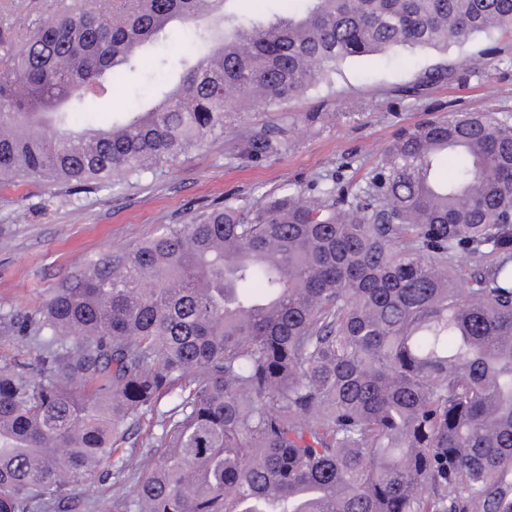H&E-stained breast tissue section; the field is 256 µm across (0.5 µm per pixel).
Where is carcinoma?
<instances>
[{
    "label": "carcinoma",
    "instance_id": "carcinoma-1",
    "mask_svg": "<svg viewBox=\"0 0 512 512\" xmlns=\"http://www.w3.org/2000/svg\"><path fill=\"white\" fill-rule=\"evenodd\" d=\"M226 2L61 6L1 28L0 173L154 178L350 58L480 33L496 58L512 38V0ZM201 15L215 46L157 105L72 128L142 45ZM287 134L254 127L233 149L259 164ZM12 327L39 354L0 374V512H63L113 473L135 490L108 512H512V122L443 115L401 129L357 190L325 178L164 224ZM129 418L161 427L146 464L122 448Z\"/></svg>",
    "mask_w": 512,
    "mask_h": 512
}]
</instances>
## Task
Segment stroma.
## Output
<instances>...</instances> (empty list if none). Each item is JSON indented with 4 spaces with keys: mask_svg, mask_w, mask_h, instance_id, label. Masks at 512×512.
Listing matches in <instances>:
<instances>
[{
    "mask_svg": "<svg viewBox=\"0 0 512 512\" xmlns=\"http://www.w3.org/2000/svg\"><path fill=\"white\" fill-rule=\"evenodd\" d=\"M90 8L91 0H0V25L33 28L59 5ZM196 28L172 23L149 48L140 67L115 73L112 87L91 110L104 128L112 115L152 98L180 68L179 57L198 47ZM478 35L447 50H400L356 57L339 65L330 82L253 115V125L288 129L285 150L262 164L233 157L231 141L208 142L160 177L109 187H71L0 174V368L16 351L8 315L37 314L53 288L83 261L108 248L152 236L159 225L186 223L197 208L230 201L253 204L262 195L305 186L331 165L365 182L401 128L448 112L487 108L512 116V62L484 53ZM467 62L472 76L431 85L420 99L400 87L426 70ZM319 113L317 122L306 113Z\"/></svg>",
    "mask_w": 512,
    "mask_h": 512,
    "instance_id": "35a3bbf8",
    "label": "stroma"
}]
</instances>
